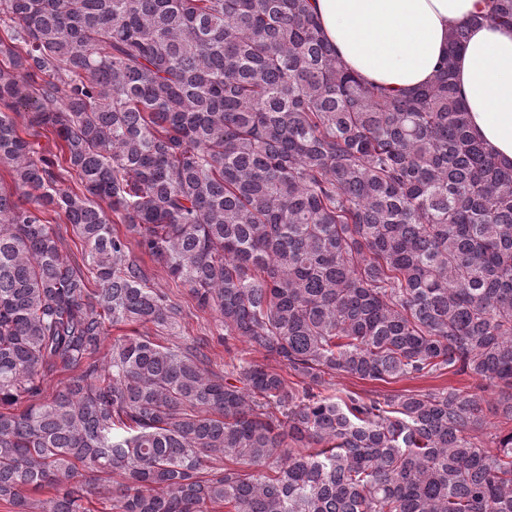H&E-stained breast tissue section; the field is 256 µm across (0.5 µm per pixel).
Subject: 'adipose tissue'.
Segmentation results:
<instances>
[{"label": "adipose tissue", "mask_w": 512, "mask_h": 512, "mask_svg": "<svg viewBox=\"0 0 512 512\" xmlns=\"http://www.w3.org/2000/svg\"><path fill=\"white\" fill-rule=\"evenodd\" d=\"M343 63L366 81L399 92L428 83L452 28L487 0H311ZM455 81L473 133L512 161V27H472Z\"/></svg>", "instance_id": "1"}]
</instances>
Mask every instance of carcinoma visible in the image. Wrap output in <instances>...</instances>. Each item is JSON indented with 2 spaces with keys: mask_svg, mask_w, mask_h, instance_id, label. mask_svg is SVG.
Here are the masks:
<instances>
[{
  "mask_svg": "<svg viewBox=\"0 0 512 512\" xmlns=\"http://www.w3.org/2000/svg\"><path fill=\"white\" fill-rule=\"evenodd\" d=\"M490 18L512 26V0ZM477 22L400 94L341 65L309 0H0V165L25 199L0 187V501L512 512V430L476 436L512 421V164L454 81ZM145 256L226 351L299 381L217 372L196 339L101 353L109 327L179 323ZM446 369L506 392L320 390Z\"/></svg>",
  "mask_w": 512,
  "mask_h": 512,
  "instance_id": "1",
  "label": "carcinoma"
}]
</instances>
